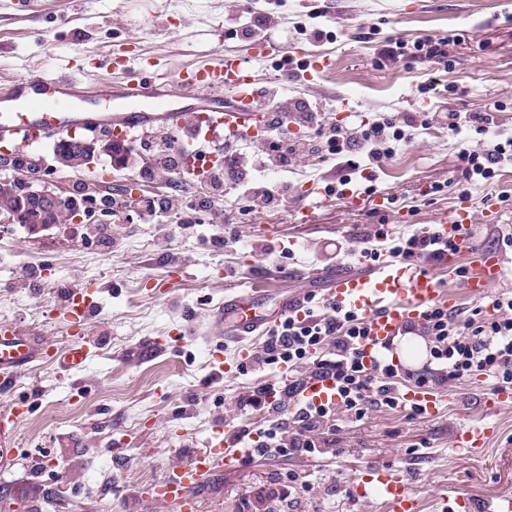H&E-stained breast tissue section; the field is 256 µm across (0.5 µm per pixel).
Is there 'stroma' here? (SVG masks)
<instances>
[{"mask_svg": "<svg viewBox=\"0 0 512 512\" xmlns=\"http://www.w3.org/2000/svg\"><path fill=\"white\" fill-rule=\"evenodd\" d=\"M62 0H13L0 7V79L52 63L68 53L105 56L118 45L132 57H162L167 70L208 62L214 51L239 60L270 91L286 89L289 104H318L320 127L388 117L404 126L423 119L391 157L374 167L373 183H339L344 162L327 151L304 154L288 172L256 173L263 185L288 183V203L263 207L259 198L227 190L208 215L188 224L171 219L111 224H59L38 234L0 224V323L16 325L65 348L73 332L63 310L65 292L92 284L100 313L87 325L90 358L65 371L44 361L20 372L0 407L20 401L27 414L15 423L16 458L0 469L6 512H175L156 500L154 486L168 471L205 450L215 428H265L267 410L243 406L250 387L275 382L272 371L224 372L220 361L246 362L259 339H225L224 300L246 288L275 305L284 294L328 295L336 274L362 273L347 256L378 225L402 234L441 223L461 194L475 222L474 249L452 263L427 269L456 298V310L477 305L457 270L483 254L500 255L512 277V252L498 239L512 225V162L496 177L461 190L458 152L474 145L469 126L450 130L427 114L459 117L500 102L495 122L512 134V0H195L175 16L168 0H74L60 23ZM266 14L270 41L281 54H329L335 69L321 82H282L276 61L255 57L236 34L240 6ZM221 25L222 43L205 30ZM319 25L321 38L309 28ZM425 35L449 37L448 64L383 60L386 46ZM427 94H419V87ZM495 205L500 223L485 221ZM273 243L291 254L267 262ZM168 339L165 351L149 340ZM492 383L476 375L440 390L438 414L407 418L403 409L371 408L364 419L336 416L335 444L316 454L284 456L270 450L216 472L198 489L195 512H386L380 496H358L372 469L403 470L418 512H448L454 495L475 503L512 493V405L487 413ZM487 419L498 429L484 454L471 457L454 444L463 424Z\"/></svg>", "mask_w": 512, "mask_h": 512, "instance_id": "stroma-1", "label": "stroma"}]
</instances>
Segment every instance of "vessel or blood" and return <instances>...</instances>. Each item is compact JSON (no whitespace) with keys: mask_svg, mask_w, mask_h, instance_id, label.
I'll return each mask as SVG.
<instances>
[{"mask_svg":"<svg viewBox=\"0 0 512 512\" xmlns=\"http://www.w3.org/2000/svg\"><path fill=\"white\" fill-rule=\"evenodd\" d=\"M97 67L94 56L83 68L65 57L37 77L19 75L1 80L0 142L27 152L46 139L57 141L104 129L120 139L157 128L188 135L205 128L212 134L252 136L256 133V116L266 109L254 88L251 71L224 57L207 66H183L172 79H145L134 72L125 81L114 83L97 76ZM228 87L236 91L230 102L224 99ZM472 222L470 200L462 196L437 231L441 237L462 243ZM503 275L501 261L487 257L467 270L465 286L472 296L479 297ZM94 293V288L88 287L68 294L64 301L67 316L87 323L97 312ZM331 296L337 304L357 312L368 326L370 341L363 347L368 362L402 335L407 324L418 322L428 307L454 303L433 276L393 262L361 274L339 275L333 281ZM255 297L254 290L246 289L225 300L224 315L233 321L225 337L241 339L270 327V319L256 312ZM52 356L64 369H79L87 362L89 350L84 341L77 340L56 356L39 337L22 335L7 323L0 325V387L11 384L30 363ZM299 399L313 407L336 405V383L324 376L308 378ZM401 399L405 405L424 408L430 414L437 413L445 403L438 393L415 386L402 389ZM495 433V426L488 422L469 423L458 431L455 445L478 456ZM234 435L230 427L216 430L205 451L173 468L157 485L158 500L174 506L176 512H193L196 490L225 463L242 456V449L233 445ZM369 491L384 499L389 512H416V500L399 471L371 473L358 487L359 494ZM455 507L457 512H512V495L498 496L479 509L460 495Z\"/></svg>","mask_w":512,"mask_h":512,"instance_id":"b4317fda","label":"vessel or blood"}]
</instances>
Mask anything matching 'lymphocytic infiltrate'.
<instances>
[{
  "label": "lymphocytic infiltrate",
  "instance_id": "obj_1",
  "mask_svg": "<svg viewBox=\"0 0 512 512\" xmlns=\"http://www.w3.org/2000/svg\"><path fill=\"white\" fill-rule=\"evenodd\" d=\"M472 123L483 138L457 155L458 182L474 185L495 177L503 163L512 161V136L495 132L492 113L472 116ZM265 148L254 166L275 165L287 170L293 159L304 153L322 149L344 158L347 170L358 173L362 163L375 164L393 154L396 142L406 136L388 118L363 123L353 128L330 127L320 141L290 137L280 111L268 113ZM375 245L357 250L362 261L374 262L380 257L378 243L387 241L392 258L407 265L440 262L460 252L453 239L441 237L435 228L422 227L397 236L376 230ZM303 317L289 316L280 320L265 335L262 345L253 351L252 363L258 368H276L287 397H294L303 385L293 378L295 367L306 364L311 374L332 377L340 397L338 405L312 407L299 405L290 419L272 420L259 440H252L249 430L235 436V445L262 453L273 448L281 454L294 452L314 454L320 445L315 437L320 428L334 423L343 412L355 421L362 420L374 406L400 407V393L394 379L399 371L384 359L365 364L359 346L367 339L368 329L361 317L330 299L308 293ZM493 315L482 307L470 309L467 315L449 311L435 304L423 315L421 323L409 324L407 332L426 336L430 365L407 373L406 378L418 387L432 389L466 381L475 375L491 379L494 387L512 386V294L502 293L491 300Z\"/></svg>",
  "mask_w": 512,
  "mask_h": 512
}]
</instances>
